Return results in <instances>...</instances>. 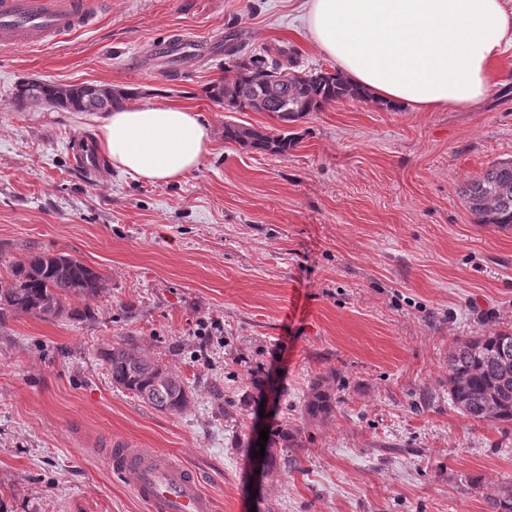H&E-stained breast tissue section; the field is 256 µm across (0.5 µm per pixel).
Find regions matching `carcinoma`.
<instances>
[{
  "mask_svg": "<svg viewBox=\"0 0 512 512\" xmlns=\"http://www.w3.org/2000/svg\"><path fill=\"white\" fill-rule=\"evenodd\" d=\"M255 70L269 72L280 96L271 109L284 123L295 122L340 100L365 101L369 95L334 71L299 72L268 62L260 55L235 58L228 66L231 77L209 88V97L229 112L250 108L262 89L251 85ZM40 97L56 106L87 111L85 85H73L66 97H58V85L43 81L30 85L20 81L14 101L25 105ZM224 139L273 155L287 156L298 138L293 133H265L229 121L224 122ZM465 204L475 224H493L512 229V159L494 162L486 171L469 180L463 189ZM103 277L65 255L43 252L7 262L6 276H0V322L9 315L32 314L44 320L67 316L81 321L93 315L89 306L77 302L97 297L105 291ZM112 385L126 390L152 408L165 413L183 412L190 394L183 380L147 359L137 346L118 343L101 352ZM323 376L311 387L304 413L312 421H328L336 413V391ZM448 396L453 406L468 419L512 423V333L495 331L472 336L455 343L448 354ZM293 440L295 435L278 428L269 430L265 442L266 469L278 467L276 445ZM490 512H512V486L502 487L489 502Z\"/></svg>",
  "mask_w": 512,
  "mask_h": 512,
  "instance_id": "obj_1",
  "label": "carcinoma"
}]
</instances>
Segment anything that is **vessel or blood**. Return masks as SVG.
Masks as SVG:
<instances>
[{
	"mask_svg": "<svg viewBox=\"0 0 512 512\" xmlns=\"http://www.w3.org/2000/svg\"><path fill=\"white\" fill-rule=\"evenodd\" d=\"M91 0H0V46L41 45L87 27ZM111 468L127 476L149 512H214L199 478L154 451L111 440Z\"/></svg>",
	"mask_w": 512,
	"mask_h": 512,
	"instance_id": "b4317fda",
	"label": "vessel or blood"
}]
</instances>
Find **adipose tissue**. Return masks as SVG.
Returning <instances> with one entry per match:
<instances>
[{
  "label": "adipose tissue",
  "instance_id": "1",
  "mask_svg": "<svg viewBox=\"0 0 512 512\" xmlns=\"http://www.w3.org/2000/svg\"><path fill=\"white\" fill-rule=\"evenodd\" d=\"M305 29L375 99L464 111L489 96L491 64L512 43V10L506 0H307ZM96 140L112 167L156 183L191 173L211 143L197 112L164 102L111 112Z\"/></svg>",
  "mask_w": 512,
  "mask_h": 512
}]
</instances>
